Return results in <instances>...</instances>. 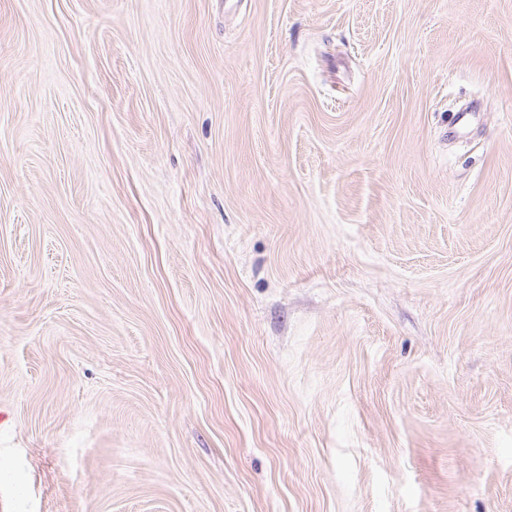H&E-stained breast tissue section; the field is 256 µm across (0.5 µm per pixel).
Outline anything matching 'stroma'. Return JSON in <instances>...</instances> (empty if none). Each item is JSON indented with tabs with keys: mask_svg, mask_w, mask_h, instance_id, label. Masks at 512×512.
<instances>
[{
	"mask_svg": "<svg viewBox=\"0 0 512 512\" xmlns=\"http://www.w3.org/2000/svg\"><path fill=\"white\" fill-rule=\"evenodd\" d=\"M0 512H512V0H0Z\"/></svg>",
	"mask_w": 512,
	"mask_h": 512,
	"instance_id": "obj_1",
	"label": "stroma"
}]
</instances>
